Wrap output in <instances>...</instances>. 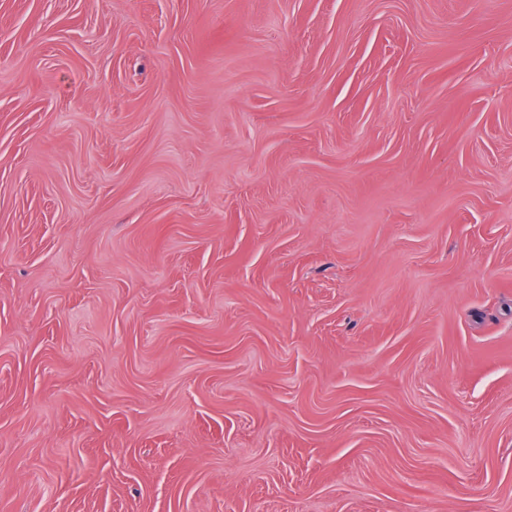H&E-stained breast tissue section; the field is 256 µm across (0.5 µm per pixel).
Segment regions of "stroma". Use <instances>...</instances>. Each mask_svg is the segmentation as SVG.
Returning a JSON list of instances; mask_svg holds the SVG:
<instances>
[{"label": "stroma", "mask_w": 512, "mask_h": 512, "mask_svg": "<svg viewBox=\"0 0 512 512\" xmlns=\"http://www.w3.org/2000/svg\"><path fill=\"white\" fill-rule=\"evenodd\" d=\"M0 512H512V0H0Z\"/></svg>", "instance_id": "stroma-1"}]
</instances>
